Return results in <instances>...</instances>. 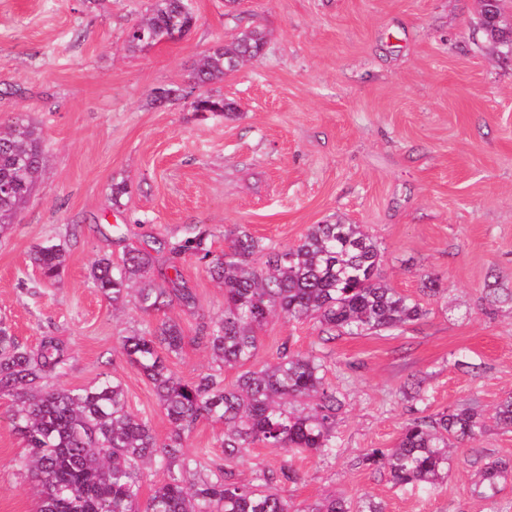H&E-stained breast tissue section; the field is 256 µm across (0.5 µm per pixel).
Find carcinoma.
Masks as SVG:
<instances>
[{"instance_id": "obj_1", "label": "carcinoma", "mask_w": 512, "mask_h": 512, "mask_svg": "<svg viewBox=\"0 0 512 512\" xmlns=\"http://www.w3.org/2000/svg\"><path fill=\"white\" fill-rule=\"evenodd\" d=\"M194 23L185 0H155L151 15L127 32L132 48L182 37ZM492 42L512 53V33L482 29ZM266 44L262 32L245 29L216 43L192 71L200 88L224 79L246 62L257 60ZM208 105L226 116L236 107L221 98L200 95L193 107ZM36 128L15 121L0 130V237L11 231L45 166ZM157 251L191 254L205 263L212 280L224 287V313L201 322L196 341L209 350L213 365L192 381L170 368L186 336L181 323L167 317L153 329L121 339L127 361L153 385L170 428L159 439L150 423L128 407L123 384L106 378L83 388L49 387L46 381L64 368L69 346L47 334L34 347L17 339L0 322V394L13 401L9 417L29 450L22 468L39 490L40 512H292L285 487L296 481L289 460L276 470H260L245 483L235 468L250 449L262 445L285 454L327 456L336 448V418L343 407L339 392L326 382L327 367L318 351L282 345L274 362L241 372L224 384V370L242 368L255 357L259 332L271 319L316 320L319 335L334 339L399 330L426 315L419 301L392 288L381 276L379 244L359 224H315L300 242L281 248L246 228L231 232L227 250L212 255L207 235L191 225L186 237L155 241ZM31 261L53 285L67 261L62 244L37 246ZM154 259L137 248L119 261L106 254L89 275L112 308L129 294L143 312L173 304L196 313L195 293L176 266L149 272ZM201 419L222 426L217 442L222 461L207 462L186 451L189 434ZM496 424L512 429V397L495 413ZM485 430L473 406L417 416L406 423L391 448H372L362 464L387 473L399 486L428 489L448 470L451 442L474 445ZM160 463L164 478L143 496L147 466ZM512 474L503 460L486 463L476 484L478 494H495ZM305 512H383L363 499L354 507L328 497Z\"/></svg>"}]
</instances>
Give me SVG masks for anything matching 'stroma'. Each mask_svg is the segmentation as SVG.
I'll use <instances>...</instances> for the list:
<instances>
[{"label": "stroma", "mask_w": 512, "mask_h": 512, "mask_svg": "<svg viewBox=\"0 0 512 512\" xmlns=\"http://www.w3.org/2000/svg\"><path fill=\"white\" fill-rule=\"evenodd\" d=\"M153 4L0 0V123L35 125L49 158L0 239V320L30 346L48 332L68 342L53 386L118 376L130 410L162 439L165 413L120 339L178 319L186 340L169 364L193 380L211 365L194 339L198 319L222 313L224 290L186 254L176 263L197 314L132 303L116 312L88 277L93 261L155 252L156 240L179 241L191 225L207 230L216 255L239 226L286 247L315 224L364 225L382 277L427 315L400 333L327 344L312 321L264 328L254 366L285 343L317 348L344 401L333 455H295L288 497L299 512L334 494L385 512H512V476L493 497L477 496L479 467L464 445L428 490L360 463L395 444L413 416L402 391L421 376L427 413L476 404L488 421L479 449L512 460V430L493 420L512 395V303L492 294L512 291V57L476 30L475 0H188L196 22L185 37L129 47L128 29ZM247 28L265 35L263 55L204 89L235 113L194 111V65ZM172 86L184 96L154 105L155 91ZM115 181L127 185L118 207ZM47 241L68 250L53 286L29 260ZM430 277L443 295H422ZM10 409L0 395V512H37Z\"/></svg>", "instance_id": "1"}]
</instances>
